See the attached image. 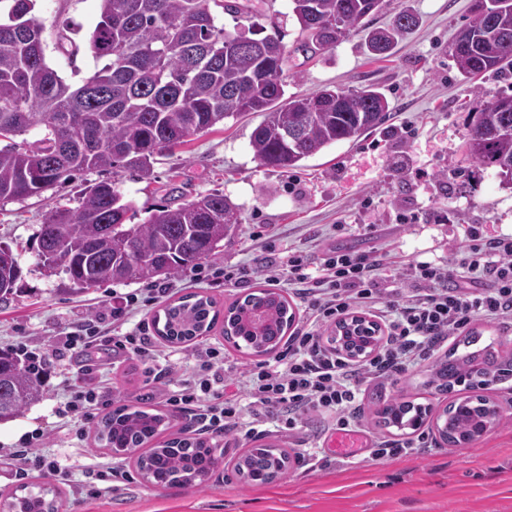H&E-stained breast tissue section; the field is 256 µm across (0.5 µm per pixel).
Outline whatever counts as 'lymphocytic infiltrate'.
<instances>
[{
  "instance_id": "lymphocytic-infiltrate-1",
  "label": "lymphocytic infiltrate",
  "mask_w": 512,
  "mask_h": 512,
  "mask_svg": "<svg viewBox=\"0 0 512 512\" xmlns=\"http://www.w3.org/2000/svg\"><path fill=\"white\" fill-rule=\"evenodd\" d=\"M458 263H405L415 287L391 282L381 259L333 251L316 268L301 254L271 275L301 297L306 316L286 349L269 360L224 374L223 350L199 346L197 372L167 388L168 404L201 408L208 428L258 434L269 417L293 431L302 417L333 412L342 431L357 425L361 377L392 379L425 358L472 320L512 323V236L471 232ZM364 310L385 329V342L363 366H356L319 342L320 329Z\"/></svg>"
}]
</instances>
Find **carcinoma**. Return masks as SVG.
I'll return each instance as SVG.
<instances>
[{"label":"carcinoma","mask_w":512,"mask_h":512,"mask_svg":"<svg viewBox=\"0 0 512 512\" xmlns=\"http://www.w3.org/2000/svg\"><path fill=\"white\" fill-rule=\"evenodd\" d=\"M101 0L100 21L89 48L103 65L79 85L51 68L45 56L44 28L30 16L33 0H12L8 18L32 22L19 38L0 23V201L42 196L79 172L115 167L152 175L156 155L228 118L260 112L263 120L250 139L260 164L295 169L330 145L355 141L386 118L388 102L372 86L360 90L323 89L312 96L286 95L288 51L277 34H263L251 0ZM291 13L305 33L303 52L332 49L359 28L384 0H290ZM250 22L229 32L215 23L211 6ZM417 23L409 10L396 13L391 29L366 42L368 52L385 57ZM459 74L512 75V0H474L472 16L452 45ZM32 128L33 142H13ZM469 156L478 167L493 169L512 186V94L500 92L477 107L467 129ZM130 205L108 181L89 186L79 205L51 213L38 234V256L56 255L74 281L92 286L173 277L215 254L240 223L236 205L222 193L200 195L155 210L143 224L126 223ZM20 277L17 260L0 265V302L9 300ZM296 313L278 291L264 288L236 300L225 310L198 292L166 303L154 316L164 341L188 343L222 326L224 338L244 343L255 356L280 345ZM496 379L512 370V355L456 354L438 363L434 382L449 391L474 368ZM40 367L0 350V422L17 417L38 401L44 384ZM431 408L394 400L375 411L385 428L416 429ZM500 417L498 404L478 397L452 402L436 424L450 445L471 444ZM170 418L157 409L121 405L96 425L95 441L110 451L148 448L137 460L143 480L154 486H196L207 481L213 448L174 438L159 442ZM288 453L261 444L242 455L236 472L251 482L256 472L275 480L288 471ZM10 512H59L60 492L49 483H23L8 503Z\"/></svg>","instance_id":"obj_1"}]
</instances>
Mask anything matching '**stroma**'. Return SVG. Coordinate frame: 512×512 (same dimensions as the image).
<instances>
[{
	"label": "stroma",
	"mask_w": 512,
	"mask_h": 512,
	"mask_svg": "<svg viewBox=\"0 0 512 512\" xmlns=\"http://www.w3.org/2000/svg\"><path fill=\"white\" fill-rule=\"evenodd\" d=\"M265 27H276L291 54L285 67L287 91L310 95L327 86L378 88L389 103L386 120L354 142L343 141L290 170L261 166L250 137L261 116L226 119L189 138L173 152L157 156L151 179L114 168L76 174L42 197L0 201V244L21 268L9 303L0 304V349L25 344L47 362L43 397L16 418L0 423V448L19 446L35 429L45 430L43 454L57 459L63 476L32 470L20 477L0 466V512L23 481L50 482L61 491L60 512H512V380L483 387L501 410L499 422L465 449L442 443L432 423L422 431L423 453L375 459L371 450L397 437L380 427L374 411L405 398L442 408L448 396L429 381L437 360L460 346L453 337L433 358L409 367L396 382L366 380L359 398L360 429L336 447V419L304 418L285 434L270 420L259 440L228 434L206 436L217 466L201 486L154 488L142 479L134 456L118 457L94 439L95 423L82 432L56 428V411L66 402L70 377L96 354L65 349L79 322L110 312L113 296L137 293L139 283H105L73 289L64 272L48 273L38 256L37 235L48 214L74 208L94 183L115 184L131 209L127 221L141 224L160 206L176 205L219 191L238 205L240 223L215 254L166 281L168 299L189 292L211 296L218 307L267 287L266 265L282 264L300 250L310 267L320 266L327 249L439 264L457 261L467 231L512 234V189L492 170L474 165L466 138L471 111L506 85L488 74L463 81L451 56L452 43L471 16L472 0H386L385 7L334 49L303 54L300 28L288 0H254ZM412 11L417 27L383 58L365 51L370 30L388 26L399 10ZM32 17L43 24L46 60L67 82L89 76L96 62L88 38L100 19V0H34ZM67 30L77 55L59 52L56 35ZM425 178H418V171ZM412 223H403V216ZM244 268L239 285L207 279L217 268ZM109 404H139L165 411L173 432L194 435L188 415L167 405L144 367L124 351L105 354ZM273 443L290 457L288 474L266 484H245L235 472L238 458L253 443ZM115 467L123 482L102 475Z\"/></svg>",
	"instance_id": "35a3bbf8"
}]
</instances>
